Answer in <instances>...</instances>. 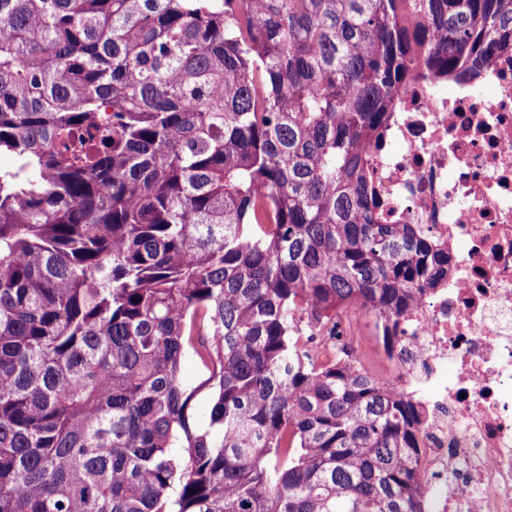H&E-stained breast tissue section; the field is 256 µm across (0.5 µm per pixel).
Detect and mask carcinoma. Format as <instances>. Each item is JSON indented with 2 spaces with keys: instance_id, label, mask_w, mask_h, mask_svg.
Wrapping results in <instances>:
<instances>
[{
  "instance_id": "cac0c4a2",
  "label": "carcinoma",
  "mask_w": 512,
  "mask_h": 512,
  "mask_svg": "<svg viewBox=\"0 0 512 512\" xmlns=\"http://www.w3.org/2000/svg\"><path fill=\"white\" fill-rule=\"evenodd\" d=\"M507 51L512 0H0V512H424L336 317L447 273L374 218L405 78ZM209 372L204 363L192 351L182 361L181 377L189 388L200 386L208 377Z\"/></svg>"
}]
</instances>
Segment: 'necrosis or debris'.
<instances>
[{
	"label": "necrosis or debris",
	"mask_w": 512,
	"mask_h": 512,
	"mask_svg": "<svg viewBox=\"0 0 512 512\" xmlns=\"http://www.w3.org/2000/svg\"><path fill=\"white\" fill-rule=\"evenodd\" d=\"M368 179L377 223L419 225L448 254L386 354L420 410L427 512H512V54L451 91L414 70Z\"/></svg>",
	"instance_id": "obj_1"
}]
</instances>
